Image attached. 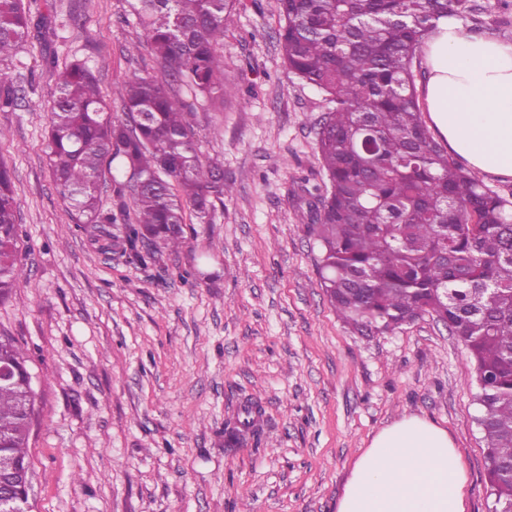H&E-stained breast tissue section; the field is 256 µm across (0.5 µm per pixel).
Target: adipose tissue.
Listing matches in <instances>:
<instances>
[{"label": "adipose tissue", "mask_w": 512, "mask_h": 512, "mask_svg": "<svg viewBox=\"0 0 512 512\" xmlns=\"http://www.w3.org/2000/svg\"><path fill=\"white\" fill-rule=\"evenodd\" d=\"M422 96L449 153L512 177V40L441 20L424 45ZM466 473L447 431L416 416L379 431L356 459L337 512H466Z\"/></svg>", "instance_id": "ef3b65f1"}]
</instances>
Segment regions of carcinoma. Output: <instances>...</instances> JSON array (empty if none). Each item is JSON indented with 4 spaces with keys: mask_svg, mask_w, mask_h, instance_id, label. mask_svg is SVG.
Returning a JSON list of instances; mask_svg holds the SVG:
<instances>
[{
    "mask_svg": "<svg viewBox=\"0 0 512 512\" xmlns=\"http://www.w3.org/2000/svg\"><path fill=\"white\" fill-rule=\"evenodd\" d=\"M288 69L325 94L318 156L326 178L310 228L317 272L346 324L383 334L425 314L465 345L474 365L493 512H512V201L468 173L422 120L411 69L442 18L473 17V0H278ZM235 0H131L132 14L169 76L196 97L224 102V20ZM56 37L38 0H0V112L18 104L9 68L21 47ZM124 117L106 111L93 67L73 58L58 74L47 155L75 223L112 251L113 210L133 260L154 261L186 239V210L210 223L231 194L224 169L200 158L196 133L169 85L136 76L119 89ZM119 161L120 174H112ZM110 174L113 206L100 181ZM11 168L0 161V300L24 277ZM11 336L0 364L27 369ZM35 392L24 375L0 383V452L31 464ZM225 442L256 437L252 411Z\"/></svg>",
    "mask_w": 512,
    "mask_h": 512,
    "instance_id": "cac0c4a2",
    "label": "carcinoma"
}]
</instances>
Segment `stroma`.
Instances as JSON below:
<instances>
[{
    "label": "stroma",
    "mask_w": 512,
    "mask_h": 512,
    "mask_svg": "<svg viewBox=\"0 0 512 512\" xmlns=\"http://www.w3.org/2000/svg\"><path fill=\"white\" fill-rule=\"evenodd\" d=\"M43 2L57 35L19 50V105L0 112L29 277L0 301V334L24 349L38 394L29 512H337L359 454L405 416L447 430L466 512H492L463 343L428 314L360 335L320 284L308 210L326 103L284 63L277 0L227 15L223 106L174 90L233 193L211 223L187 214L186 243L146 266L72 223L45 154L46 103L57 63L76 56L116 117L113 88L164 68L128 0ZM477 3L467 30L512 39V9ZM254 401L259 440L225 447Z\"/></svg>",
    "instance_id": "stroma-1"
}]
</instances>
